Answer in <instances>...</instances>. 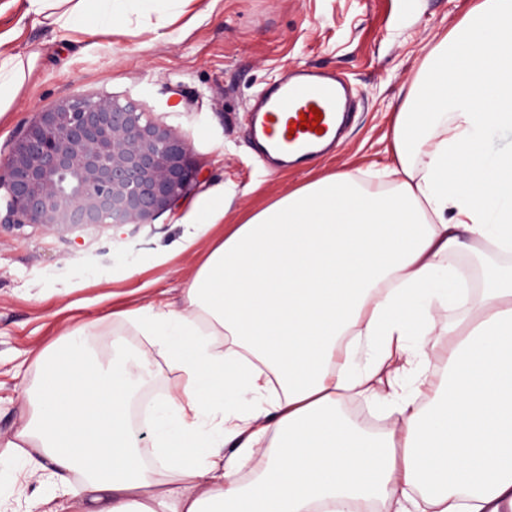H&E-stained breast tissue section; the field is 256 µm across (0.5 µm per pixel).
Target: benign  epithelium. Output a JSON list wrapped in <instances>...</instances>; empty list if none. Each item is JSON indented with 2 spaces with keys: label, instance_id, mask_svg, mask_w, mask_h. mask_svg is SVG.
Listing matches in <instances>:
<instances>
[{
  "label": "benign epithelium",
  "instance_id": "7a95c632",
  "mask_svg": "<svg viewBox=\"0 0 512 512\" xmlns=\"http://www.w3.org/2000/svg\"><path fill=\"white\" fill-rule=\"evenodd\" d=\"M197 180L187 144L138 103L76 94L39 113L0 160V227L147 224Z\"/></svg>",
  "mask_w": 512,
  "mask_h": 512
}]
</instances>
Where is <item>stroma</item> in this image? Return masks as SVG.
<instances>
[{"mask_svg":"<svg viewBox=\"0 0 512 512\" xmlns=\"http://www.w3.org/2000/svg\"><path fill=\"white\" fill-rule=\"evenodd\" d=\"M473 0H214L208 13H183L157 36L156 13L133 17L116 33H80L70 44L28 23L20 45H43L34 73L6 123L0 151L38 113L78 93L131 99L188 145L197 185L148 224H89L71 231L30 226L0 231V512H30L33 491L52 484L32 475L35 451L4 446L23 422L27 390L41 373L36 354L74 324L94 322V348L113 337L140 352L148 340L121 310L151 301L180 303L197 258L177 252L182 217L205 207L224 185L232 213L261 206L316 177L354 171L383 185L394 165V109L425 53ZM339 74L354 89L353 111L328 154L304 165L264 156L248 137V110L287 72ZM70 314H62L63 306Z\"/></svg>","mask_w":512,"mask_h":512,"instance_id":"1","label":"stroma"}]
</instances>
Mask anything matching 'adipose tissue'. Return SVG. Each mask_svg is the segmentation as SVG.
Listing matches in <instances>:
<instances>
[{
    "mask_svg": "<svg viewBox=\"0 0 512 512\" xmlns=\"http://www.w3.org/2000/svg\"><path fill=\"white\" fill-rule=\"evenodd\" d=\"M165 2L0 0V18L15 19L0 32V121L39 55L18 48L26 22L66 40ZM504 129L512 0H476L427 51L394 119L392 190L341 171L228 225L218 185L209 209L186 216L225 229L183 282L182 307L124 314L180 378L150 409L149 448L130 425L141 383L127 364L151 362L119 336L100 359L90 323L41 353L9 447L38 451L69 512H512V266L489 268L476 313L448 329L432 405L402 385L429 378L435 311L470 301L446 262L462 235L512 253V150L490 147ZM362 346L372 360L358 369ZM348 394L374 398L397 426L354 425L340 409Z\"/></svg>",
    "mask_w": 512,
    "mask_h": 512,
    "instance_id": "obj_1",
    "label": "adipose tissue"
}]
</instances>
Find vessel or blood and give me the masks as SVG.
<instances>
[{
	"mask_svg": "<svg viewBox=\"0 0 512 512\" xmlns=\"http://www.w3.org/2000/svg\"><path fill=\"white\" fill-rule=\"evenodd\" d=\"M350 90L341 77L299 69L274 82L251 108L256 142L297 155L299 162L315 159V145H334L339 136ZM319 113V121L303 125V117Z\"/></svg>",
	"mask_w": 512,
	"mask_h": 512,
	"instance_id": "b4317fda",
	"label": "vessel or blood"
}]
</instances>
